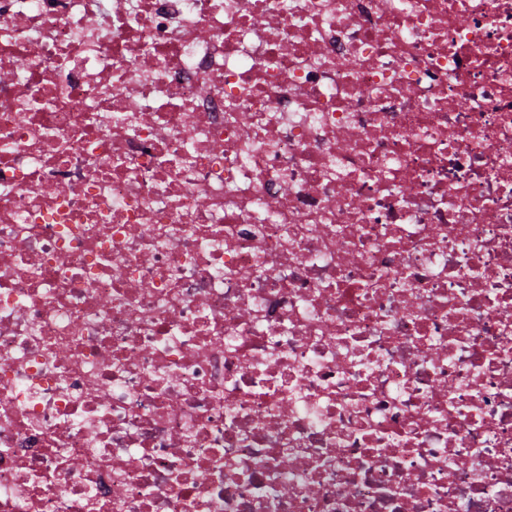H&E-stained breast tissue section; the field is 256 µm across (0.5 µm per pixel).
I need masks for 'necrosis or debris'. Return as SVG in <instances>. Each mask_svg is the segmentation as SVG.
Returning a JSON list of instances; mask_svg holds the SVG:
<instances>
[{
    "mask_svg": "<svg viewBox=\"0 0 512 512\" xmlns=\"http://www.w3.org/2000/svg\"><path fill=\"white\" fill-rule=\"evenodd\" d=\"M0 512H512V0H0Z\"/></svg>",
    "mask_w": 512,
    "mask_h": 512,
    "instance_id": "1",
    "label": "necrosis or debris"
}]
</instances>
